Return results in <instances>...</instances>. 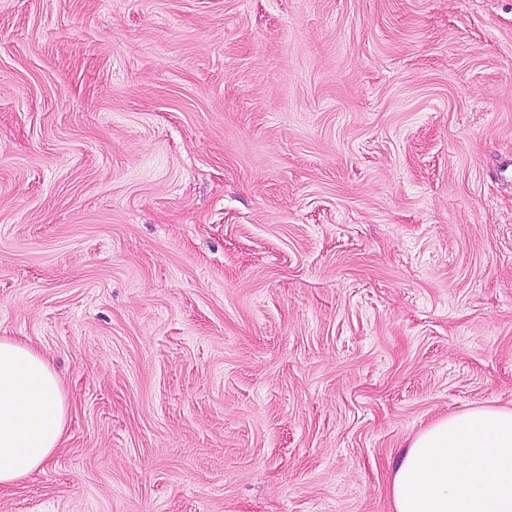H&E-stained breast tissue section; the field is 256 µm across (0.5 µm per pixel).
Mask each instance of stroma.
I'll return each instance as SVG.
<instances>
[{"label": "stroma", "mask_w": 512, "mask_h": 512, "mask_svg": "<svg viewBox=\"0 0 512 512\" xmlns=\"http://www.w3.org/2000/svg\"><path fill=\"white\" fill-rule=\"evenodd\" d=\"M512 0H0V338L63 445L0 512H393L512 407Z\"/></svg>", "instance_id": "1"}]
</instances>
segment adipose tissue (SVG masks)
Returning a JSON list of instances; mask_svg holds the SVG:
<instances>
[{
	"instance_id": "1",
	"label": "adipose tissue",
	"mask_w": 512,
	"mask_h": 512,
	"mask_svg": "<svg viewBox=\"0 0 512 512\" xmlns=\"http://www.w3.org/2000/svg\"><path fill=\"white\" fill-rule=\"evenodd\" d=\"M64 390L38 349L0 338V488L60 448ZM394 512H512V408L481 406L409 439L390 480Z\"/></svg>"
}]
</instances>
